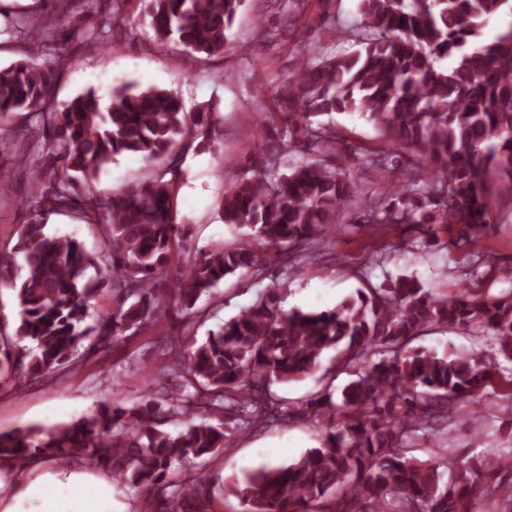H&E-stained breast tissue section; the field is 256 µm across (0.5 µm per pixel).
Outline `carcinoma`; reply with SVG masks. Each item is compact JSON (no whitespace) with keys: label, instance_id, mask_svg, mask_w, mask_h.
I'll list each match as a JSON object with an SVG mask.
<instances>
[{"label":"carcinoma","instance_id":"cac0c4a2","mask_svg":"<svg viewBox=\"0 0 512 512\" xmlns=\"http://www.w3.org/2000/svg\"><path fill=\"white\" fill-rule=\"evenodd\" d=\"M511 1L359 0L354 28L321 22L318 40L299 50L308 62L273 93L249 167L224 191V223L249 229L258 247L202 250L186 266L175 260L190 237L176 223L173 193L184 175L185 138L213 148V109L187 112L169 91L132 83L113 88L104 110L92 89L60 105L56 73L67 60L51 31L65 27L70 0H49L47 15L14 14L13 40L36 49L0 68V145L17 117L45 144L19 160L37 191L24 203L31 220L21 225L15 257L0 259V285L19 306L13 333L0 326V380L54 375L76 366L80 352L105 356L173 311L193 318L200 296L221 281L272 263L293 268L299 252L335 231L352 206L367 224H412L421 236L458 224L467 240L494 223L488 172L512 198V30L490 44L472 41L481 19ZM98 2L108 6L106 19L87 28L83 41L128 40L130 0ZM244 2L147 0L146 13L157 44L211 56L233 50L228 32ZM262 2L278 5L284 24L302 34L314 20L310 0ZM344 34L352 53L323 54L320 40ZM450 57L452 70L438 66ZM345 112L377 128L381 149L341 159L340 133L320 117ZM300 150L308 158L291 172H262ZM123 152L152 162L150 178L103 197L94 183ZM344 164L408 180L380 202L345 175ZM53 213L106 225L104 246L90 253L70 235H48L40 219ZM162 281L172 287L158 288ZM99 294L112 308L84 327L88 302ZM431 324L474 330L512 363V291L438 294L401 276L332 309L303 312L282 309L272 288L194 349L176 336L155 341L164 363L140 405L102 404L72 424L0 432V461L28 464L46 453L60 464L88 460L143 495L142 512H216L210 476L194 470L195 460L222 454L232 430L294 419L317 423L321 445L225 482L224 497L246 512H472L476 499L494 493L489 512H512V485L500 477L512 457L495 468L463 462L441 441L455 407L467 402L481 413L486 388L496 377L512 385V368L489 372L481 352L407 351ZM330 350L354 379L337 396L326 392L283 410L272 384L314 374ZM200 415L206 419L194 422ZM420 430L437 446L428 460L403 448Z\"/></svg>","mask_w":512,"mask_h":512}]
</instances>
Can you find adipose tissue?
Listing matches in <instances>:
<instances>
[{
  "instance_id": "obj_1",
  "label": "adipose tissue",
  "mask_w": 512,
  "mask_h": 512,
  "mask_svg": "<svg viewBox=\"0 0 512 512\" xmlns=\"http://www.w3.org/2000/svg\"><path fill=\"white\" fill-rule=\"evenodd\" d=\"M10 486L0 498V512H17L18 502H35L38 512H114L112 483L108 474H93L83 468L40 469L5 466L0 469V487Z\"/></svg>"
}]
</instances>
